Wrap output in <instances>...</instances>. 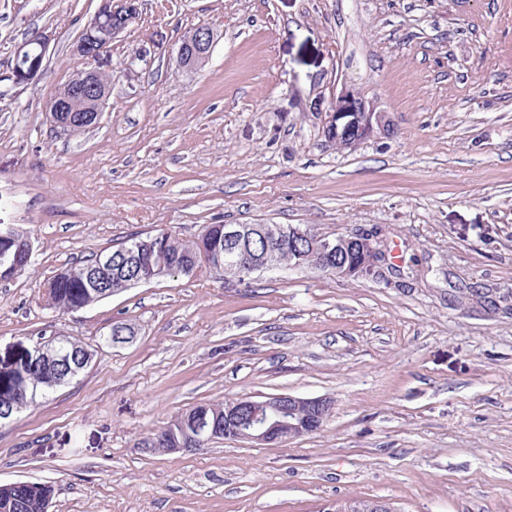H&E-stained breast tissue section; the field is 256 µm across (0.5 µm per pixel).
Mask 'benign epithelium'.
Wrapping results in <instances>:
<instances>
[{
	"label": "benign epithelium",
	"instance_id": "benign-epithelium-1",
	"mask_svg": "<svg viewBox=\"0 0 512 512\" xmlns=\"http://www.w3.org/2000/svg\"><path fill=\"white\" fill-rule=\"evenodd\" d=\"M140 15L139 0H100L93 21L85 25L75 45V52L92 64V67L66 81L51 98L48 105L50 120L55 129L66 132L76 124L96 126L104 112L111 93V85L100 81L102 71L96 64L110 52L112 42L119 37ZM51 43L50 35L43 31L32 32L15 51V57L24 64L11 69L8 79L13 84L27 83L36 77L42 68ZM214 33L206 26L197 27L184 35L177 49L178 65L187 70L204 66L212 54ZM329 120L323 128L324 134L332 138L341 148H352L365 138L379 132H393V122L386 112H367L363 101L353 95H343L330 104ZM248 230L245 224L224 226L226 252L232 262L224 263L223 256L211 248L201 246L200 252L191 262L183 266L190 276H196L207 269L224 270L242 265L232 244ZM291 234L307 241L329 261L322 265L324 272L342 278L377 280L382 275L387 253L384 241L376 230L368 229L346 233L334 238L320 234L307 226L293 227ZM159 238L152 236L122 248L123 254L139 268L138 276L130 281L131 287L149 284L157 275L155 263ZM348 248L360 251L361 261L356 266L333 263L334 255ZM112 255L100 257L95 265L82 270L88 284L101 289L106 298L114 290L102 287L112 279ZM32 359L46 363H66L67 354L56 350L52 339H39L34 346ZM288 407V436L280 435L279 423L271 421V414L281 407ZM333 409L328 397L304 398L294 395L264 396L258 399L242 398L228 402L226 417L230 419L229 429L224 437L250 444L285 443L311 434L310 419L323 420Z\"/></svg>",
	"mask_w": 512,
	"mask_h": 512
}]
</instances>
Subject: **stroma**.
I'll return each instance as SVG.
<instances>
[{"mask_svg": "<svg viewBox=\"0 0 512 512\" xmlns=\"http://www.w3.org/2000/svg\"><path fill=\"white\" fill-rule=\"evenodd\" d=\"M98 5L0 0V224L34 244L0 283V374L53 333L94 351L0 424V484L49 483V512H512V313L458 291L512 292V0H143L112 44L99 125L62 134L45 105L87 69L73 46ZM201 25L212 56L180 68ZM36 30L52 36L44 70L12 86ZM346 91L393 134L329 141ZM208 224L380 226L419 281L212 269L74 312L42 299L59 268L126 236ZM116 320L131 342L105 344ZM272 394L335 406L283 444L147 448L187 408ZM214 41V33L209 27L200 26L189 31L177 49L178 65L187 70L201 68L209 61Z\"/></svg>", "mask_w": 512, "mask_h": 512, "instance_id": "obj_1", "label": "stroma"}]
</instances>
